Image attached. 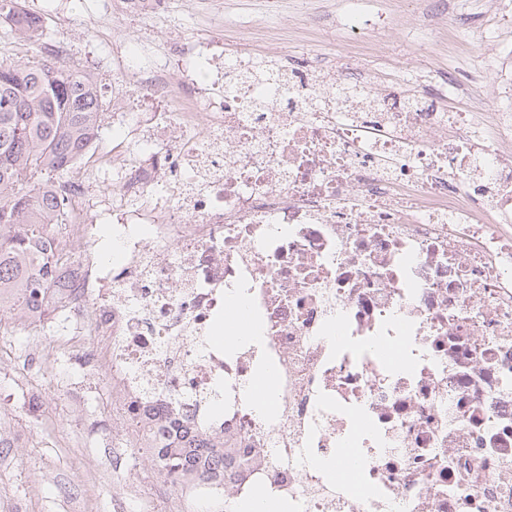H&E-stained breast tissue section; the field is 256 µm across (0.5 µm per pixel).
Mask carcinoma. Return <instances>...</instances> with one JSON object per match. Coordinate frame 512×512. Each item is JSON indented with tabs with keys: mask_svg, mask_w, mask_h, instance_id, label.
<instances>
[{
	"mask_svg": "<svg viewBox=\"0 0 512 512\" xmlns=\"http://www.w3.org/2000/svg\"><path fill=\"white\" fill-rule=\"evenodd\" d=\"M5 38L47 44L44 19L25 0H0ZM105 117L101 86L78 65L0 61V310L26 322L46 316L41 293L68 252L45 253L43 234L75 220L70 174L97 139ZM165 481L224 474V446L185 427L184 439L144 449Z\"/></svg>",
	"mask_w": 512,
	"mask_h": 512,
	"instance_id": "carcinoma-1",
	"label": "carcinoma"
}]
</instances>
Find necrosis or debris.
I'll use <instances>...</instances> for the list:
<instances>
[{
  "instance_id": "4bbe7bcc",
  "label": "necrosis or debris",
  "mask_w": 512,
  "mask_h": 512,
  "mask_svg": "<svg viewBox=\"0 0 512 512\" xmlns=\"http://www.w3.org/2000/svg\"><path fill=\"white\" fill-rule=\"evenodd\" d=\"M258 62L131 68L170 107L112 115L140 138L112 155L111 251L94 224L49 236L80 252L45 297L63 338L92 337L120 436L160 413L221 438L235 468L181 490L226 512H512V114L448 109V72L317 59L260 88ZM234 297L259 333L229 348Z\"/></svg>"
}]
</instances>
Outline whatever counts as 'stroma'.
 Returning a JSON list of instances; mask_svg holds the SVG:
<instances>
[{"mask_svg":"<svg viewBox=\"0 0 512 512\" xmlns=\"http://www.w3.org/2000/svg\"><path fill=\"white\" fill-rule=\"evenodd\" d=\"M42 14L54 47L67 63L93 74L106 102L128 112H153L125 75L130 63L176 66L173 46L212 41L230 53L255 54L284 41L310 47L343 65L358 58L374 69L406 76L432 55L437 68L470 86V71L486 31L495 36L490 62L499 83L485 90L487 111L512 108V0H447L461 17L453 29L436 26L431 0H366L370 22H388L370 41L345 40L338 23L344 0H165L163 19L150 24L133 15L112 16L109 0H27ZM128 134L104 121L76 176L93 185L90 221L108 224L99 202L116 187L109 158ZM7 343L0 348V422L12 445L0 448V512H168L172 490L139 449L112 444L89 426H119L109 403L110 378L78 365L89 342L60 345L58 329L0 319Z\"/></svg>","mask_w":512,"mask_h":512,"instance_id":"stroma-1","label":"stroma"}]
</instances>
